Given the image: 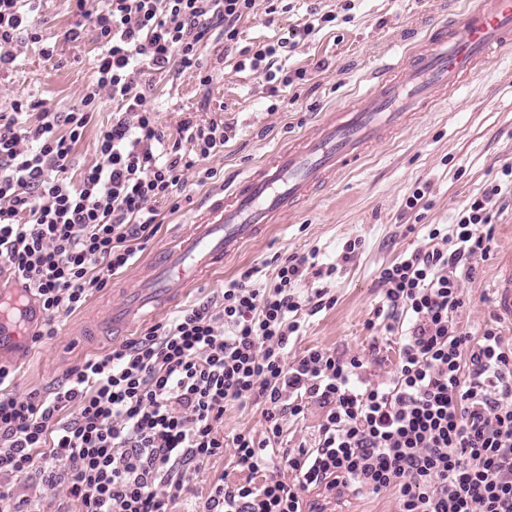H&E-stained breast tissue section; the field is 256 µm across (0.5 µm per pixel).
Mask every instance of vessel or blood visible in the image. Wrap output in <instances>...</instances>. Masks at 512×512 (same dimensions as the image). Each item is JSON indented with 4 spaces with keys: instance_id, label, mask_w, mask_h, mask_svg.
Instances as JSON below:
<instances>
[{
    "instance_id": "obj_1",
    "label": "vessel or blood",
    "mask_w": 512,
    "mask_h": 512,
    "mask_svg": "<svg viewBox=\"0 0 512 512\" xmlns=\"http://www.w3.org/2000/svg\"><path fill=\"white\" fill-rule=\"evenodd\" d=\"M512 48V0H474L459 22L431 32L399 64L372 77L361 99L337 110L310 134L267 154L224 196L214 199L191 229L162 249L110 311L114 328H131L141 309L172 304L205 273L223 267L267 225L295 211L342 172L360 164L370 147L437 105L442 94L495 54ZM498 310L512 319V258L500 267ZM26 327L0 316V362L24 346L25 330L43 310L28 300Z\"/></svg>"
}]
</instances>
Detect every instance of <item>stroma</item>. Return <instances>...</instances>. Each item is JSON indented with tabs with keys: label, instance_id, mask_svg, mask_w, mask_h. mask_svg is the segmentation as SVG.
Wrapping results in <instances>:
<instances>
[{
	"label": "stroma",
	"instance_id": "stroma-1",
	"mask_svg": "<svg viewBox=\"0 0 512 512\" xmlns=\"http://www.w3.org/2000/svg\"><path fill=\"white\" fill-rule=\"evenodd\" d=\"M287 12L269 13L267 0H255L238 27L237 48L210 38L202 48L204 64L213 75L200 85L193 75L155 78V120L165 133L176 134L181 122L223 119L229 136L223 153L206 160L215 178L188 174L178 211L158 202L154 208L161 228L137 255L148 259L164 241L184 231L211 199L232 187L247 168L266 154L287 147L329 109L349 103L365 88V80L383 65L399 62L411 36L425 35L438 24L456 19L468 0H288ZM332 20L299 38L278 63L291 85L270 95L265 73L240 68V49L271 43L302 29L312 14ZM75 22L67 0H48L38 21L44 40L54 47L44 56L38 45L22 42L13 67L0 71V111L19 94L47 100L60 112L77 105L84 89L96 79L98 43L91 30L70 41L64 33ZM512 165V54L482 68L454 96L450 107L425 113L385 144L371 149L364 162L319 191L285 223L271 225L257 241L245 246L227 267L205 278L184 298L185 304L220 294L225 283L257 268L266 283L275 258L315 254L317 263L335 262L346 241L360 240L352 262L328 285L334 306L306 316L304 327L288 348L289 360L319 348L364 359L366 375L381 381L396 369L398 347L367 323L382 298L379 271L400 254L425 246L427 227L451 225L470 198L481 194ZM424 199L416 209L406 200L418 189ZM414 225L405 233V225ZM494 247L490 256L475 258L476 273L462 289L467 301L462 321L474 334L486 322L499 320L512 338V320L499 317L495 283L502 263L512 254V196L493 218ZM126 285L124 275L112 277L76 311L55 321L56 334L43 343L21 347L12 355L17 370L16 394L42 393L60 382L63 373L86 358L111 351V336L99 332L96 319ZM248 472L236 467L232 447L213 457L192 487L204 501L214 484L245 482ZM326 512H393L395 497L346 494L319 497Z\"/></svg>",
	"mask_w": 512,
	"mask_h": 512
}]
</instances>
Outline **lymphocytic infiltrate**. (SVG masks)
I'll return each instance as SVG.
<instances>
[{
  "label": "lymphocytic infiltrate",
  "mask_w": 512,
  "mask_h": 512,
  "mask_svg": "<svg viewBox=\"0 0 512 512\" xmlns=\"http://www.w3.org/2000/svg\"><path fill=\"white\" fill-rule=\"evenodd\" d=\"M78 40L98 41L97 79L77 107L59 113L17 96L0 114V261L14 270L48 320L81 307L127 267L160 229L153 205L181 207L189 171L224 148V122L184 120L177 138L155 121L144 75L188 72L212 81L201 59L211 34L237 43L255 0H69ZM45 0H0V68L17 58L19 35L45 45ZM116 109L100 127L98 162L78 177L75 145L102 99ZM474 196L451 229L434 227L425 247L403 253L378 276L380 305L369 327L398 337V362L381 382L364 378L357 355L288 347L304 308L332 305L328 289L301 295L308 257L277 264L271 283L253 271L221 299L185 306L107 354L68 369L48 394L18 396L0 365V512H31L15 487L37 473L63 490L66 512H172L224 451L217 424L226 406H261L262 433L233 438L235 464L256 474L275 465L293 480L215 485L194 512H321L308 500L393 493L395 512H512V340L498 324L472 334L461 321L464 280L494 240L491 202L512 195V166ZM338 265L314 270L335 278ZM324 408L313 443L278 449L283 424L306 403Z\"/></svg>",
  "instance_id": "f902f5d3"
}]
</instances>
